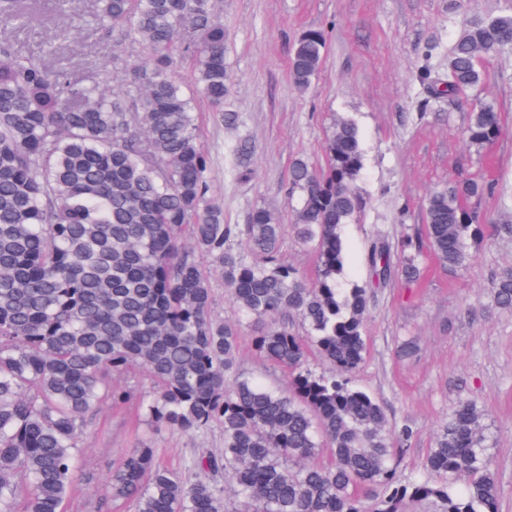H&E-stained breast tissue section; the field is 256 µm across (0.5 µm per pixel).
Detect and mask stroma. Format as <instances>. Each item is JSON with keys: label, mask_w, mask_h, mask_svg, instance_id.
Segmentation results:
<instances>
[{"label": "stroma", "mask_w": 512, "mask_h": 512, "mask_svg": "<svg viewBox=\"0 0 512 512\" xmlns=\"http://www.w3.org/2000/svg\"><path fill=\"white\" fill-rule=\"evenodd\" d=\"M38 25L0 26V39L23 52L43 51L77 76L94 75L114 91L125 87L112 62L113 42L91 0H40ZM512 13V0H223L224 47L229 73L224 110L199 102V137L207 150L211 193L224 221L244 224L252 209H274L284 242L282 258L311 277L315 256L294 231L286 189L290 167L304 160L326 165L325 144L335 119L358 127L363 168L356 182L366 205L343 227L345 286L365 287L370 298L367 353L350 376L384 406L392 429L410 426L412 447L404 473L419 472L437 434L459 401L476 403L491 436L501 512H512V312L495 307L490 288L512 268V46L482 63L483 80L456 103L432 96L426 77L446 78L448 53L464 24ZM322 32L326 47L308 91L294 88L290 58L301 35ZM495 106L500 132L479 148L469 143L470 104ZM252 150L240 164V143ZM487 185L469 202L480 232L469 242L466 269L441 266L425 236V202L448 180ZM413 239L421 250L414 280L371 278L365 256L371 242L398 249ZM214 318L239 323V368L250 378L283 388L288 378L257 359L255 325L242 323L220 274H212ZM415 350L400 357L402 340ZM145 438L128 414L103 407L79 448L93 478L80 486L69 512H93L112 466ZM162 464L183 469L195 449L224 446L215 426L203 433L162 430L150 438Z\"/></svg>", "instance_id": "35a3bbf8"}]
</instances>
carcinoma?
I'll use <instances>...</instances> for the list:
<instances>
[{"label": "carcinoma", "instance_id": "carcinoma-1", "mask_svg": "<svg viewBox=\"0 0 512 512\" xmlns=\"http://www.w3.org/2000/svg\"><path fill=\"white\" fill-rule=\"evenodd\" d=\"M38 0H0V23L39 17ZM115 48L135 45L149 64L124 63L126 85L108 92L0 40V512H66L90 479L77 455L99 407L135 406L141 424L204 432L224 428L219 453H195L188 480L159 465L143 443L112 467L94 512L127 501L134 512H499V488L483 414L460 402L421 471L400 465L413 431L391 435L381 404L350 385L367 351V289L343 287L342 228L363 201L358 127L334 124L327 166L290 169L297 237L314 247L306 281L281 259V226L260 206L246 224L224 223L210 195V158L198 137L194 94L224 111L228 73L219 0H94ZM512 45V14L463 28L439 95L479 85L480 64ZM325 41L309 31L290 62L304 90ZM189 64L193 89L173 71ZM500 132L477 102L467 135L476 146ZM487 187L450 181L430 194L427 235L438 262L461 269L479 224L464 205ZM209 259L239 313L260 323L257 356L289 373L288 387L238 380V325L211 315ZM377 280L394 272L390 248L366 254ZM512 310V274L492 283ZM296 316L305 328L288 326ZM318 353L331 370L307 367ZM152 390L112 383L134 365ZM232 483L228 504L219 475Z\"/></svg>", "mask_w": 512, "mask_h": 512}]
</instances>
